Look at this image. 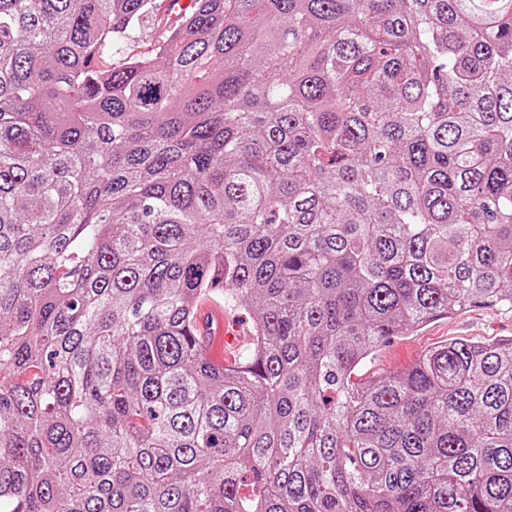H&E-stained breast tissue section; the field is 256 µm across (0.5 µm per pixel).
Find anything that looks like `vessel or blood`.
Instances as JSON below:
<instances>
[{
    "instance_id": "b4317fda",
    "label": "vessel or blood",
    "mask_w": 512,
    "mask_h": 512,
    "mask_svg": "<svg viewBox=\"0 0 512 512\" xmlns=\"http://www.w3.org/2000/svg\"><path fill=\"white\" fill-rule=\"evenodd\" d=\"M195 329L200 349L215 369L233 367L250 332L231 317L221 298L204 296L195 313Z\"/></svg>"
}]
</instances>
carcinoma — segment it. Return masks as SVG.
Segmentation results:
<instances>
[{
    "label": "carcinoma",
    "mask_w": 512,
    "mask_h": 512,
    "mask_svg": "<svg viewBox=\"0 0 512 512\" xmlns=\"http://www.w3.org/2000/svg\"><path fill=\"white\" fill-rule=\"evenodd\" d=\"M0 0V512H512V0ZM253 338L222 372L205 293ZM157 1L153 4L150 12L143 17L135 38L129 41L126 47V53L129 56H139L149 53L165 35L170 22V17L163 9V2ZM512 336V311L497 306L475 305L428 323L405 336L392 338L379 348L354 380L374 372L396 371L414 363L427 350L453 339L490 342Z\"/></svg>",
    "instance_id": "carcinoma-1"
}]
</instances>
